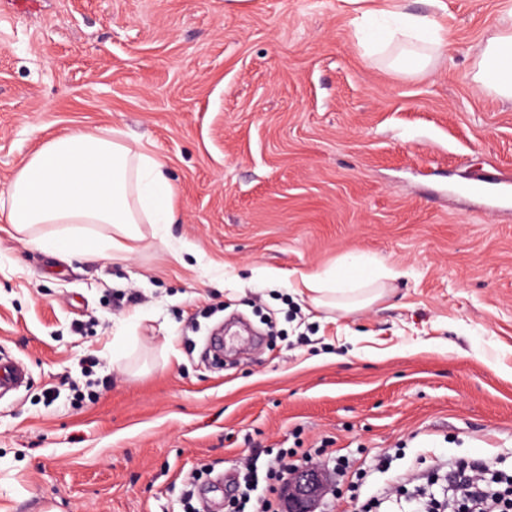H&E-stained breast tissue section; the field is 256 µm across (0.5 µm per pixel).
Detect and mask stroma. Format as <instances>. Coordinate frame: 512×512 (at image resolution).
Segmentation results:
<instances>
[{"label": "stroma", "instance_id": "stroma-1", "mask_svg": "<svg viewBox=\"0 0 512 512\" xmlns=\"http://www.w3.org/2000/svg\"><path fill=\"white\" fill-rule=\"evenodd\" d=\"M387 0H0V189L48 137L122 130L178 221L124 261L0 223V512H224L255 448H327L361 499L424 462L512 473V100L475 80L512 0H402L447 46L407 74L358 40ZM398 271L327 320L289 289ZM399 273L379 267L365 254L348 252L338 268L322 272L301 273L295 293L314 309L327 313H352L371 306L382 298L381 280H394Z\"/></svg>", "mask_w": 512, "mask_h": 512}]
</instances>
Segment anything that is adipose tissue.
Instances as JSON below:
<instances>
[{
	"instance_id": "adipose-tissue-1",
	"label": "adipose tissue",
	"mask_w": 512,
	"mask_h": 512,
	"mask_svg": "<svg viewBox=\"0 0 512 512\" xmlns=\"http://www.w3.org/2000/svg\"><path fill=\"white\" fill-rule=\"evenodd\" d=\"M365 49L397 47L395 68L414 72L430 63L428 53L406 48L416 39L433 46L445 41L437 19L401 13L395 26L377 13L363 18ZM478 84L512 99V9L501 17L499 33L477 54ZM166 164L121 131H80L45 140L0 191V218L26 242L54 254L123 258L145 237L144 225L175 221L174 187ZM396 272L377 266L365 254L349 252L337 268L300 274L295 291L314 309L352 313L382 298L383 281Z\"/></svg>"
}]
</instances>
